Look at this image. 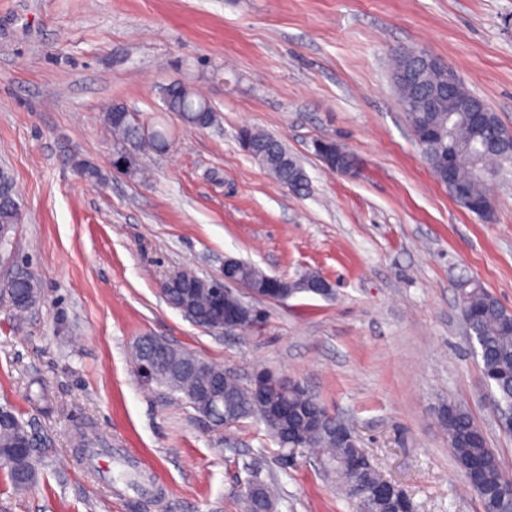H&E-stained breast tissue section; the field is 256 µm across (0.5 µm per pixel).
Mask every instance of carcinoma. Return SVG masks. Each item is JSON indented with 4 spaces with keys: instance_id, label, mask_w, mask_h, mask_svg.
<instances>
[{
    "instance_id": "carcinoma-1",
    "label": "carcinoma",
    "mask_w": 512,
    "mask_h": 512,
    "mask_svg": "<svg viewBox=\"0 0 512 512\" xmlns=\"http://www.w3.org/2000/svg\"><path fill=\"white\" fill-rule=\"evenodd\" d=\"M430 54L423 49L404 48L393 54L392 82L400 104H411L414 111L406 113L414 140L420 152L443 185H448V171H453L454 185L463 188L464 194L455 197L456 202L468 211L487 220L493 216V201L482 172L512 171V131L504 126L496 113L485 115L482 127H475L468 112L448 111V98L430 101L436 89L446 83L441 72L430 65ZM449 95L469 101L476 108L486 104L475 96L464 83L457 84ZM164 106L176 112L181 123L189 129H205L216 121V114L202 92L181 82L168 84L160 89ZM122 103L112 104L104 112V124L112 136L123 141L130 159L126 172L138 171L136 159L140 152L152 149L167 150L171 145L168 128L157 122L152 129L151 141L146 143L140 134L141 122L127 114ZM239 141L247 152L280 185L302 194L308 190V177L286 146L270 134L253 128L239 133ZM316 155L331 172L349 170L355 164L353 156L332 139L315 143ZM0 184L6 192L0 195V259L13 258V233L20 223L22 208L16 184L12 177L3 173ZM238 276L257 293L262 291L266 273L243 260L238 263ZM321 278L315 272L305 273L296 279L285 280L289 295L314 294L308 284ZM5 288L12 310L24 314L35 308L32 295L40 293V282L31 274H17L0 285ZM460 310L470 325L473 349L480 358L484 382L491 393L494 409L503 418H512V312L505 309L498 299L479 282L463 276L458 282ZM166 301L176 310L188 306L195 323L216 331L214 323V292L206 285L188 288L183 284H171L166 288ZM155 379L153 383L174 388L181 398L194 406L193 395L213 381L216 364L195 352L178 348L162 347L152 358ZM269 400L279 403L288 401V422L268 420L252 395V386L242 382L229 372H224V406L207 417L216 428L237 425L247 419H257L264 424L269 436L277 445V461L284 464L282 456L288 445L279 435L288 432L297 442L299 452L310 453L317 459L330 463L329 475L334 477L348 498H353L351 486L356 476L346 466V457L363 448L343 447L329 436L312 437L308 434L309 417L329 412L312 395L286 393L273 383L266 387ZM440 422L448 432V445L452 450L458 470L464 478L477 466L481 470V483L470 484L480 498L485 512H512V476L501 467L499 457L489 448L486 436L470 413L462 406L448 404ZM29 438V457L6 466V474L14 489L25 490L38 480V463L48 452L45 439L9 405H0V455L14 447L17 434ZM380 475L373 466L366 467L363 482L374 489L366 499L370 512H413L410 497L402 492L388 499L376 492ZM256 496L241 495L245 512H264L277 505L279 492L275 483L258 476L252 479Z\"/></svg>"
}]
</instances>
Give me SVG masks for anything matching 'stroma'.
<instances>
[{"mask_svg":"<svg viewBox=\"0 0 512 512\" xmlns=\"http://www.w3.org/2000/svg\"><path fill=\"white\" fill-rule=\"evenodd\" d=\"M448 62L512 129V0H0V166L22 203L14 271L42 299L16 316L0 299V405L51 442L39 480L0 512H244L252 473L278 512H360L304 455L281 467L263 424L208 426L141 382L133 347L166 340L247 379L268 369L343 420L416 512H483L439 422L465 407L506 472L498 427L466 335L456 280H479L512 311V176L488 182L494 215L462 208L423 159L391 82L394 48ZM199 86L216 127L185 129L161 87ZM174 139L118 174L112 103ZM281 140L309 189L277 184L239 143ZM333 139L356 176L314 150ZM85 160L106 174L87 182ZM241 258L270 275L328 279L333 298L258 300L250 335L213 333L170 307L166 276L224 275Z\"/></svg>","mask_w":512,"mask_h":512,"instance_id":"stroma-1","label":"stroma"}]
</instances>
